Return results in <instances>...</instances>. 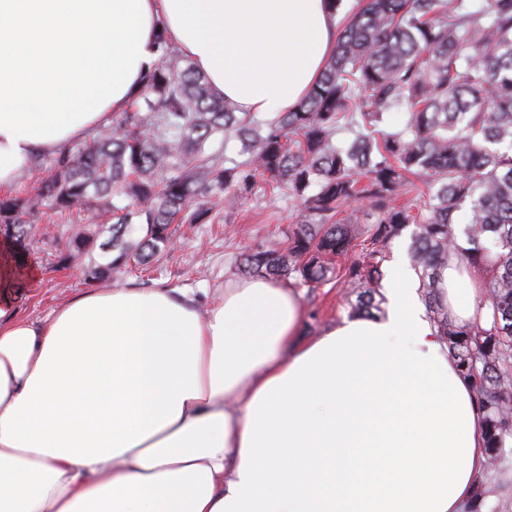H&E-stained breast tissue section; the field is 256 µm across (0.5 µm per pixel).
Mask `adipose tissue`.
<instances>
[{
	"label": "adipose tissue",
	"mask_w": 512,
	"mask_h": 512,
	"mask_svg": "<svg viewBox=\"0 0 512 512\" xmlns=\"http://www.w3.org/2000/svg\"><path fill=\"white\" fill-rule=\"evenodd\" d=\"M327 0H0V189L111 125L169 36L235 111L293 110L333 53ZM0 242V512H469L477 395L396 255L385 311L300 340L298 292L91 291L17 317ZM441 292L475 322L480 270Z\"/></svg>",
	"instance_id": "adipose-tissue-1"
}]
</instances>
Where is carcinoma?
<instances>
[{
	"label": "carcinoma",
	"instance_id": "1",
	"mask_svg": "<svg viewBox=\"0 0 512 512\" xmlns=\"http://www.w3.org/2000/svg\"><path fill=\"white\" fill-rule=\"evenodd\" d=\"M158 61L126 111L56 158L35 192L0 198V233L23 242L44 211L103 202L112 224L77 235L64 261L88 259L105 279L147 265L173 224H204L264 182L288 193L302 223L288 246H261L244 270L294 275L311 288L338 278L362 289L372 314L390 245L415 225L408 251L429 319L483 410L495 458L512 440V0H365L341 31L319 81L290 112L262 120L234 111L160 28ZM406 124L387 127L395 110ZM347 128L352 138L334 142ZM241 143L239 161L224 140ZM423 206L399 205L414 182ZM365 200L374 221L338 215ZM469 206L465 244L456 214ZM111 233L93 257L98 237ZM486 268L485 323L460 326L439 294L448 257Z\"/></svg>",
	"mask_w": 512,
	"mask_h": 512
}]
</instances>
